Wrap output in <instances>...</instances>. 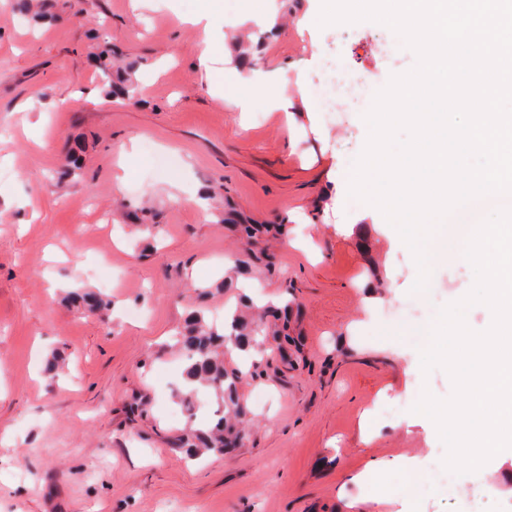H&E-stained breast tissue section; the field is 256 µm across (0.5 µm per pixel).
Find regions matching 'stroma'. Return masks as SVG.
I'll list each match as a JSON object with an SVG mask.
<instances>
[{
  "label": "stroma",
  "instance_id": "obj_1",
  "mask_svg": "<svg viewBox=\"0 0 512 512\" xmlns=\"http://www.w3.org/2000/svg\"><path fill=\"white\" fill-rule=\"evenodd\" d=\"M52 3L34 19L0 0V512H468L470 474L452 497H415L410 477L446 455L413 407L453 390L444 370L422 373L414 316L464 297L472 267L449 241L413 292L396 229L348 195L372 96L414 51L376 22L318 26L316 0H271L257 32L244 0H222L267 80L243 108L235 55L198 65L203 0ZM331 55L368 78L338 126L310 91ZM31 97L39 111H22ZM228 202L287 221L271 248L283 273L262 285L294 295L300 336L286 375L243 385L244 444L194 461L175 446L191 422L168 344L184 293L239 250ZM75 271L108 310L66 301Z\"/></svg>",
  "mask_w": 512,
  "mask_h": 512
}]
</instances>
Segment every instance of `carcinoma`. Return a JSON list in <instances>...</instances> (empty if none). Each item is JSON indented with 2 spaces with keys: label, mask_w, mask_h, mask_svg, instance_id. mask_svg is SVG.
Listing matches in <instances>:
<instances>
[{
  "label": "carcinoma",
  "mask_w": 512,
  "mask_h": 512,
  "mask_svg": "<svg viewBox=\"0 0 512 512\" xmlns=\"http://www.w3.org/2000/svg\"><path fill=\"white\" fill-rule=\"evenodd\" d=\"M224 223L245 241L246 250L255 260H261L263 237L283 236L285 224H250L233 209L224 211ZM249 264L238 259L225 272L224 288L232 286L233 278L249 275ZM294 301L284 299L277 306L258 307L245 296L239 298L228 312L223 326L207 322L205 312L194 310L189 329L177 334L175 344L184 357V370L176 397L189 414L196 416L195 399L200 388L212 393L222 403L202 428H195L179 438L192 459L205 455H222L225 448L246 438L244 419L247 415L241 401L245 377L260 378L282 369L274 364V356L294 343L288 333V323Z\"/></svg>",
  "instance_id": "1"
}]
</instances>
